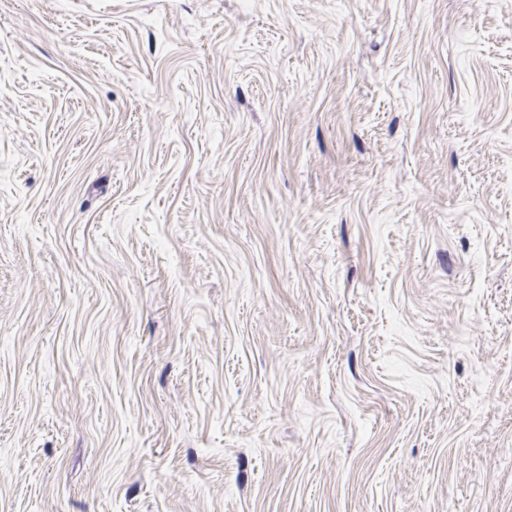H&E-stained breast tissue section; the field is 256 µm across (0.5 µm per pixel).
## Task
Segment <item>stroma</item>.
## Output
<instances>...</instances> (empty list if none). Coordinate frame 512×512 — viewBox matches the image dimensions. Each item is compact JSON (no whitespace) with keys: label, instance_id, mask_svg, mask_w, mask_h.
<instances>
[{"label":"stroma","instance_id":"stroma-1","mask_svg":"<svg viewBox=\"0 0 512 512\" xmlns=\"http://www.w3.org/2000/svg\"><path fill=\"white\" fill-rule=\"evenodd\" d=\"M0 512H512V0H0Z\"/></svg>","mask_w":512,"mask_h":512}]
</instances>
